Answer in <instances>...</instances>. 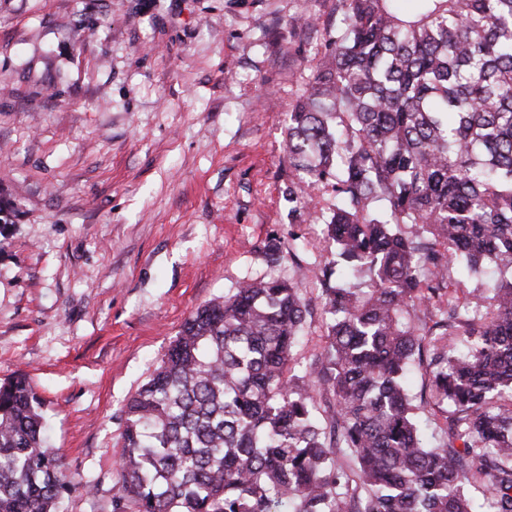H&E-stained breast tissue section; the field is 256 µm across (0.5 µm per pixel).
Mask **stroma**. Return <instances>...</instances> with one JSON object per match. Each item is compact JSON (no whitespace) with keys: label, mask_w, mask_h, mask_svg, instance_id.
Masks as SVG:
<instances>
[{"label":"stroma","mask_w":512,"mask_h":512,"mask_svg":"<svg viewBox=\"0 0 512 512\" xmlns=\"http://www.w3.org/2000/svg\"><path fill=\"white\" fill-rule=\"evenodd\" d=\"M336 0H0V382L25 372L74 487L113 512L123 411L199 306L267 271L312 313L329 249L292 211L288 112Z\"/></svg>","instance_id":"1"}]
</instances>
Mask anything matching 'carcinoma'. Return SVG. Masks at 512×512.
I'll list each match as a JSON object with an SVG mask.
<instances>
[{
    "mask_svg": "<svg viewBox=\"0 0 512 512\" xmlns=\"http://www.w3.org/2000/svg\"><path fill=\"white\" fill-rule=\"evenodd\" d=\"M402 2L338 0L288 112L324 354L293 364L310 303L279 276L198 307L126 404L115 509L512 512V0ZM41 406L0 383V512L72 490Z\"/></svg>",
    "mask_w": 512,
    "mask_h": 512,
    "instance_id": "obj_1",
    "label": "carcinoma"
}]
</instances>
